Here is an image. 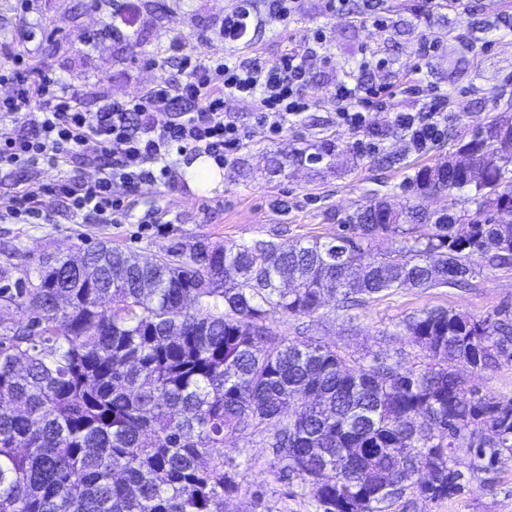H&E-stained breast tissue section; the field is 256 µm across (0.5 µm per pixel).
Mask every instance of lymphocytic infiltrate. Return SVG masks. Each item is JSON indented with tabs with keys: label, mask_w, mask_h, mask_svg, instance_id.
Segmentation results:
<instances>
[{
	"label": "lymphocytic infiltrate",
	"mask_w": 512,
	"mask_h": 512,
	"mask_svg": "<svg viewBox=\"0 0 512 512\" xmlns=\"http://www.w3.org/2000/svg\"><path fill=\"white\" fill-rule=\"evenodd\" d=\"M248 18L240 10L225 16L220 31L223 52L185 55L184 81L155 85L136 99L106 104L96 112L83 111L77 96L50 71L34 69L22 54L1 44L0 56L10 65L0 71V83L11 84L13 91L0 99V172L12 167L35 170L45 164L58 167L78 155L100 163V175L90 184L65 174L49 184L28 182L15 192L9 217L40 219L38 203L50 194L73 223H118L123 203L112 196L114 182L135 187L155 178L175 181V156L190 150L221 162L229 159L246 131L225 113L228 99H252L255 127L272 137L281 134L307 108L308 61L324 36L292 43L273 62L257 57L246 64L238 61L236 50ZM372 94L371 87L352 76L336 83L331 101L337 120L362 128ZM446 103V97H435L418 111L396 113L393 123L416 151H424L443 133ZM159 112L170 113V120L158 123Z\"/></svg>",
	"instance_id": "obj_1"
}]
</instances>
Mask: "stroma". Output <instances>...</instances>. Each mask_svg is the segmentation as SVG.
<instances>
[{"label":"stroma","instance_id":"stroma-1","mask_svg":"<svg viewBox=\"0 0 512 512\" xmlns=\"http://www.w3.org/2000/svg\"><path fill=\"white\" fill-rule=\"evenodd\" d=\"M361 0L328 14L323 0H301L288 21L273 17L272 0H250L244 59H276L289 36L323 29L325 54L309 61L306 112L275 139L253 131L219 171L213 186H191L187 165L171 183L144 182L112 187L123 199L118 224H74L54 196H43L44 224L0 222V265L12 263V278L24 277L46 255L67 256L107 242L152 261L179 247L205 240L231 248L266 239L329 241L341 234L342 218L376 201L399 209L408 205L415 171L447 160L458 140L497 118L512 102V0H467L448 8L445 0L421 10L418 0H387V25L360 19ZM231 0H0V42L11 44L38 68L54 71L74 92L84 111L140 96L161 81L184 78L183 53L208 55L218 49L217 33ZM181 38L183 51L172 50ZM438 38L439 49L415 60L422 38ZM418 62L425 93L448 96V130L425 152H415L392 123L394 113L413 112L418 99L404 92L406 68ZM363 71L367 84L385 86L381 106L370 111L364 129L336 122L332 86L347 73ZM332 145L323 163L272 172L281 152L315 151ZM430 307H446L480 319L494 310L512 311V266H482L464 288L401 289L347 310L325 299L317 314L277 315L280 335L297 338L312 325L313 336L359 363L387 355L404 367L421 369L427 360L403 331V320ZM469 387L483 395L512 398V362L491 370L464 369ZM224 458L238 465L241 490L224 512H316L298 484L279 479L265 442L246 445L227 436ZM391 512H512V465L473 482L464 493L436 502L406 494Z\"/></svg>","mask_w":512,"mask_h":512}]
</instances>
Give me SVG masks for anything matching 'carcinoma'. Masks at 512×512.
Here are the masks:
<instances>
[{"label": "carcinoma", "mask_w": 512, "mask_h": 512, "mask_svg": "<svg viewBox=\"0 0 512 512\" xmlns=\"http://www.w3.org/2000/svg\"><path fill=\"white\" fill-rule=\"evenodd\" d=\"M489 152L479 181L463 166ZM331 148L283 155L318 164ZM414 203L360 206L330 241L202 240L145 262L104 243L82 264L47 257L0 287V512H224L239 495L226 435L269 444L279 472L319 512H387L410 490L446 499L512 462V398L481 395L457 366L512 361V312L475 319L432 307L403 321L432 359L356 368L313 338L270 324L312 316L329 293L375 299L458 285L512 262V116L458 142L448 161L410 180ZM471 192L475 209H428L439 191ZM398 238L394 254L365 245ZM112 298L111 307L97 303ZM31 311L27 319L18 314Z\"/></svg>", "instance_id": "obj_1"}]
</instances>
